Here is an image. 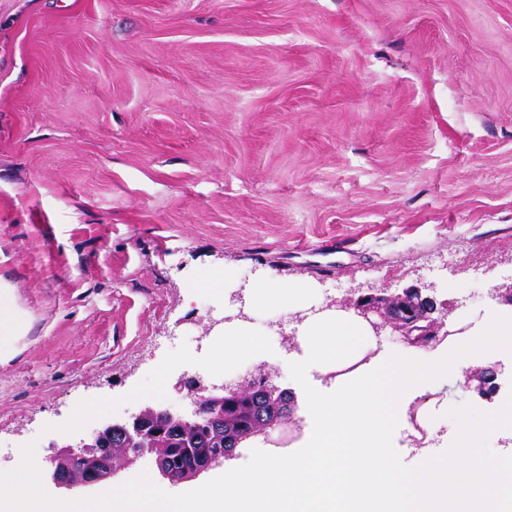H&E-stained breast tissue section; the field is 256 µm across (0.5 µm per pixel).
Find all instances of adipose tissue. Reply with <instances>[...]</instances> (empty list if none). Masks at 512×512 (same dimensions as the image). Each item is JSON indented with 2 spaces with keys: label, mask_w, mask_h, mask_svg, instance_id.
Here are the masks:
<instances>
[{
  "label": "adipose tissue",
  "mask_w": 512,
  "mask_h": 512,
  "mask_svg": "<svg viewBox=\"0 0 512 512\" xmlns=\"http://www.w3.org/2000/svg\"><path fill=\"white\" fill-rule=\"evenodd\" d=\"M247 294V320L215 331L206 368L227 370L266 349L270 330L258 320L271 307L308 311L288 374L325 381L308 389L307 424L292 454L253 455L235 472L180 493L146 476L124 495L107 489L80 499L42 484L38 451L25 448L16 469L0 473V512H512V448L481 452L486 435L512 432L511 419L480 428L458 418L445 448L399 441L411 419L431 427L442 378L464 375L479 355L512 343V310L462 320V332L431 352H391L378 348L364 319L325 306L306 285L274 277ZM410 453L419 469L401 468Z\"/></svg>",
  "instance_id": "1"
}]
</instances>
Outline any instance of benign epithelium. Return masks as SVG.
Instances as JSON below:
<instances>
[{
	"mask_svg": "<svg viewBox=\"0 0 512 512\" xmlns=\"http://www.w3.org/2000/svg\"><path fill=\"white\" fill-rule=\"evenodd\" d=\"M344 305L365 319L376 335L387 332L408 345L427 347L430 345L429 337L440 334L445 328L448 312L462 305V301L453 298L438 304L435 299L422 296L421 287L413 285L399 293L368 294L355 300L347 299ZM437 311L440 316L435 318L433 314ZM495 380L496 375L488 368L465 372V386L477 382L475 389L487 399L500 389ZM177 389L186 391L190 400L187 412L146 403L125 419L100 425L88 442L52 444L53 452L47 462L53 483L66 491H95L106 487L120 472L135 467L145 458L152 459L162 480L171 486L197 480L211 469L224 465V460L234 455L242 441L269 436L288 422L296 408L290 389L274 383L272 374L221 383L185 374L178 381ZM242 394L252 398V407L260 422L228 432L224 447L199 465L176 464L174 450L163 448L158 442L162 434L147 433L150 421L173 423L185 428L222 423L225 408ZM113 436L120 440L119 447H101L105 438ZM91 457L100 460L98 469L87 471L75 465V461Z\"/></svg>",
	"mask_w": 512,
	"mask_h": 512,
	"instance_id": "obj_1",
	"label": "benign epithelium"
}]
</instances>
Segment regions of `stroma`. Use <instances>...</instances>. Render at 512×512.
Instances as JSON below:
<instances>
[{"label":"stroma","mask_w":512,"mask_h":512,"mask_svg":"<svg viewBox=\"0 0 512 512\" xmlns=\"http://www.w3.org/2000/svg\"><path fill=\"white\" fill-rule=\"evenodd\" d=\"M343 301L416 281L500 311L512 275V0H0V472L90 439L182 374L224 314L206 269ZM273 336L238 376L274 372ZM449 376L455 418L512 404ZM166 367V380L157 370ZM83 421L72 425L74 411ZM13 297L0 290V360L9 357L14 351L16 338L20 335V327L15 322L11 309Z\"/></svg>","instance_id":"1"}]
</instances>
